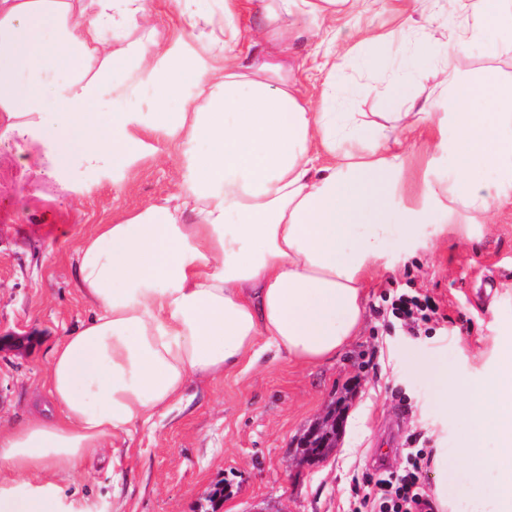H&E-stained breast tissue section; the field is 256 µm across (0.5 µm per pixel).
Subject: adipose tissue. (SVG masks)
Listing matches in <instances>:
<instances>
[{
  "instance_id": "1",
  "label": "adipose tissue",
  "mask_w": 512,
  "mask_h": 512,
  "mask_svg": "<svg viewBox=\"0 0 512 512\" xmlns=\"http://www.w3.org/2000/svg\"><path fill=\"white\" fill-rule=\"evenodd\" d=\"M174 2L180 26L166 40L147 0H0V128L39 141L50 171L112 173L119 192L150 137L184 147L172 196L83 237L76 278L96 312L53 344L43 412L0 428V512H60L52 466L78 471L187 401L192 381H222L268 351L300 366L335 357L357 336L392 245L413 256L420 225L512 206V79L459 68L473 39H512V0H445L461 19L440 72L451 138L433 101L403 84L384 98L391 127L336 112L330 86L302 95L289 52L313 25L326 26L328 78L363 42L367 69L386 64V34L336 27L361 0H299L288 24L260 11L248 44L277 52L256 57L238 47L242 0ZM131 52L138 67L115 80ZM141 86L180 97V109L106 111ZM421 125L439 129L429 149L450 153L457 175L422 181L413 201L390 143ZM486 168L496 181L478 178ZM496 350L497 370L475 383L449 381L436 360L416 369L468 423L455 462L477 479L499 474L491 493L512 512V344Z\"/></svg>"
}]
</instances>
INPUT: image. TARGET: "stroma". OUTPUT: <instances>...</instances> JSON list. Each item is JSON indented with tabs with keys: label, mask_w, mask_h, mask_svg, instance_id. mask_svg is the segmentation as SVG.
Here are the masks:
<instances>
[{
	"label": "stroma",
	"mask_w": 512,
	"mask_h": 512,
	"mask_svg": "<svg viewBox=\"0 0 512 512\" xmlns=\"http://www.w3.org/2000/svg\"><path fill=\"white\" fill-rule=\"evenodd\" d=\"M440 10L438 0H413L408 13L390 0H366L355 22L374 33L399 36L410 20ZM456 20L445 22L431 53L418 66L414 95L434 99L448 111L439 87L441 61ZM317 38L294 48L302 92L317 97L325 73ZM466 74L512 78V45L489 54L475 41L460 62ZM398 68L365 72L351 60L333 87L339 111L355 120H375L384 111L381 91ZM435 129L421 128L403 140L413 184H445L455 176L453 157L427 153ZM154 154L139 159L123 176L125 189L112 191L108 174L73 169L62 188L38 164V144H20L0 133V426L29 418L45 398L40 390L54 338L88 318L91 303L77 286L76 247L97 224L141 211L174 193L182 148L158 139ZM29 162L21 164L18 151ZM413 259L393 251L366 292L360 336L336 358L311 367L279 359L220 383L195 382L187 405L143 428L133 442L121 489L112 485V452L90 460L80 476L59 472L66 512H351L364 482L377 471L378 449L393 448L390 470H401L405 451H430L425 488L433 502L447 500L454 512H494L486 491L477 489L467 466H449L467 423L447 409L412 361H445L448 377L466 381L497 366L492 344L512 343V210L491 213L465 240L461 228L436 235ZM429 296L438 306L431 320L407 329L390 312L393 296ZM338 405L343 429L322 462H302L298 439ZM223 487L224 498L209 497Z\"/></svg>",
	"instance_id": "stroma-1"
}]
</instances>
